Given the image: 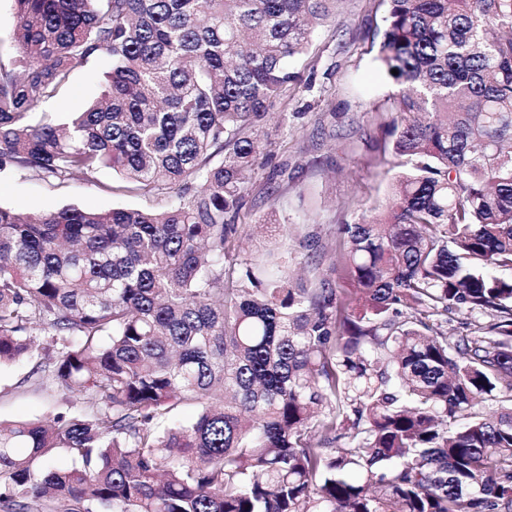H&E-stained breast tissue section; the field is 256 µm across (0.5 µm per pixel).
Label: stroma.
<instances>
[{
    "label": "stroma",
    "instance_id": "1",
    "mask_svg": "<svg viewBox=\"0 0 512 512\" xmlns=\"http://www.w3.org/2000/svg\"><path fill=\"white\" fill-rule=\"evenodd\" d=\"M384 0H338L304 54L290 63L298 75L274 100L260 131L265 167L251 175L235 215L243 229L239 255L294 254L306 225H316L326 262L339 261L336 227L382 212L401 157L386 134L397 92L378 57L385 27ZM111 70L108 57L73 72L62 98L44 112L65 121L69 112L100 97ZM120 178L101 170L54 187L36 177H0V204L36 214L65 206L87 210L149 209L154 196L118 191ZM276 214L282 230L270 242L259 239V224ZM33 362L0 366V421L49 420L61 411L79 413L76 394L39 387Z\"/></svg>",
    "mask_w": 512,
    "mask_h": 512
}]
</instances>
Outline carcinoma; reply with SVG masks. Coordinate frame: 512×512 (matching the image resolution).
Instances as JSON below:
<instances>
[{
    "label": "carcinoma",
    "mask_w": 512,
    "mask_h": 512,
    "mask_svg": "<svg viewBox=\"0 0 512 512\" xmlns=\"http://www.w3.org/2000/svg\"><path fill=\"white\" fill-rule=\"evenodd\" d=\"M332 2L14 0L0 176L108 168L166 205L0 206V365L84 404L0 422L5 512H512V0H387L384 212L309 283L238 258L252 134ZM100 55L99 100L24 122Z\"/></svg>",
    "instance_id": "obj_1"
}]
</instances>
